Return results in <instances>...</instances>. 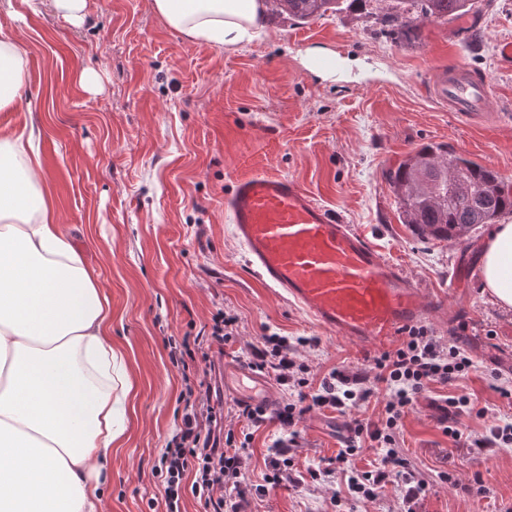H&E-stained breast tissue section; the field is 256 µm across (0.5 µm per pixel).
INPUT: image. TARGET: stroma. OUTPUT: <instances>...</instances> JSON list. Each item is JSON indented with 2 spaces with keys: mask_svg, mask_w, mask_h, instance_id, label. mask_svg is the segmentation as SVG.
<instances>
[{
  "mask_svg": "<svg viewBox=\"0 0 512 512\" xmlns=\"http://www.w3.org/2000/svg\"><path fill=\"white\" fill-rule=\"evenodd\" d=\"M80 22L50 0L0 8V32L31 54L30 79L0 131L32 127L44 189L63 217L61 230L102 283L112 313V347L130 391L125 432L112 467L109 512H164L153 468L177 432L187 386L206 384L224 401V422L245 426L225 369L247 364L262 336H313L297 360L310 383L332 368H363L376 349L337 337L267 286L233 235L224 198L241 174L265 170L293 178L337 218L366 237L455 316L424 326L473 360L468 374L435 386L403 417L397 442L428 484L416 512H512V447L479 455L444 426L482 435L512 421V309L482 291L479 252L490 227L453 242L426 239L399 220L386 173L427 143H443L485 165L512 191V69L497 59L512 41V0H477L471 32L459 18L422 21L416 38L397 40L380 21L386 0L343 5L302 24L268 11L260 38L235 48L184 40L153 12L151 0H85ZM322 48L361 62L362 71L322 78L305 65ZM466 62L493 87L494 121L467 123L436 102L432 80ZM86 68L97 86L77 82ZM236 316L232 339L207 357L179 364L169 338L209 331L217 312ZM469 395L476 413L446 415L444 399ZM380 402L344 412L306 413L298 425V480L250 496L245 512H402L396 485L355 499L348 475L329 472L341 429L377 420ZM270 421L254 431L246 484L263 483L267 450L283 437ZM450 481H442V473Z\"/></svg>",
  "mask_w": 512,
  "mask_h": 512,
  "instance_id": "35a3bbf8",
  "label": "stroma"
}]
</instances>
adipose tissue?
<instances>
[{
    "label": "adipose tissue",
    "mask_w": 512,
    "mask_h": 512,
    "mask_svg": "<svg viewBox=\"0 0 512 512\" xmlns=\"http://www.w3.org/2000/svg\"><path fill=\"white\" fill-rule=\"evenodd\" d=\"M197 44L254 41L265 0H152ZM29 50L0 36V110L20 103ZM34 133L0 134V512H105L93 472L123 434L126 383L99 282L61 234L42 192ZM483 289L512 309V223L494 225L481 256Z\"/></svg>",
    "instance_id": "1"
}]
</instances>
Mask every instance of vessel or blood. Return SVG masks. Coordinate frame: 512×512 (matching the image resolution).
<instances>
[{"instance_id":"vessel-or-blood-1","label":"vessel or blood","mask_w":512,"mask_h":512,"mask_svg":"<svg viewBox=\"0 0 512 512\" xmlns=\"http://www.w3.org/2000/svg\"><path fill=\"white\" fill-rule=\"evenodd\" d=\"M433 91L464 121L490 117L492 89L466 63L439 71ZM224 208L250 268L349 343L386 344L445 307L444 299L424 294L294 179L269 173L237 177Z\"/></svg>"}]
</instances>
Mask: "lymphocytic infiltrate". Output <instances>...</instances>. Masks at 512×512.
<instances>
[{
	"instance_id": "lymphocytic-infiltrate-1",
	"label": "lymphocytic infiltrate",
	"mask_w": 512,
	"mask_h": 512,
	"mask_svg": "<svg viewBox=\"0 0 512 512\" xmlns=\"http://www.w3.org/2000/svg\"><path fill=\"white\" fill-rule=\"evenodd\" d=\"M316 343L313 337L291 339L272 334L251 348L249 365L254 371L270 375L277 384L297 392L273 415L262 405L239 406L237 418L247 427H261L274 417L288 432L287 438L277 439L270 446V472L255 488H247L242 473L247 441L237 440L231 429L216 432L218 421L224 417L223 409L212 405L210 395L198 396L186 390L181 425L153 470L164 489L165 512H181L187 492L199 501L203 512H239L247 492L262 496L268 487L292 480L289 454L297 444V426L308 408L341 410L366 403L380 387L385 390L380 418L374 422L354 421L344 448L336 456V466L348 467L364 447L378 448L382 451L378 466L351 476L352 491L371 498L377 489L394 482L400 485L404 502H414L424 495L426 481L398 449L399 424L434 385L445 386L467 374L473 365L471 357L459 347L430 336L426 328L410 327L396 350L375 357L363 369L333 368L313 390L302 376L304 367L297 364L295 353L298 347Z\"/></svg>"
}]
</instances>
